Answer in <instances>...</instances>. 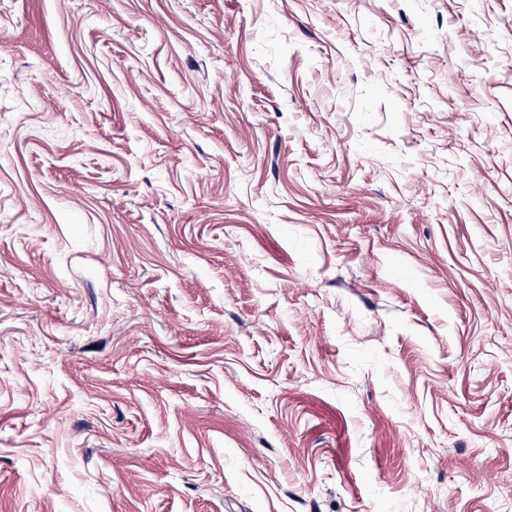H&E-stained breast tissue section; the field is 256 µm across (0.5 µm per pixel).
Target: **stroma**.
Instances as JSON below:
<instances>
[{"label": "stroma", "mask_w": 512, "mask_h": 512, "mask_svg": "<svg viewBox=\"0 0 512 512\" xmlns=\"http://www.w3.org/2000/svg\"><path fill=\"white\" fill-rule=\"evenodd\" d=\"M0 512H512V0H0Z\"/></svg>", "instance_id": "obj_1"}]
</instances>
